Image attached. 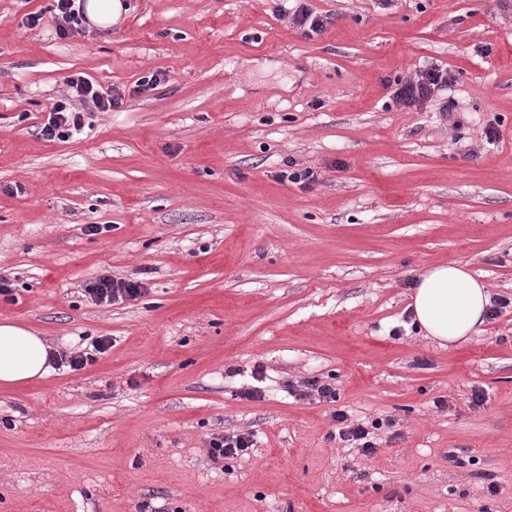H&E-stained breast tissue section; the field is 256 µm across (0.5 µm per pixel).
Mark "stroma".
<instances>
[{"instance_id":"35a3bbf8","label":"stroma","mask_w":512,"mask_h":512,"mask_svg":"<svg viewBox=\"0 0 512 512\" xmlns=\"http://www.w3.org/2000/svg\"><path fill=\"white\" fill-rule=\"evenodd\" d=\"M127 2L62 38L0 0V319L111 342L0 387V512H512V0H306L310 37L278 0ZM431 64L451 89L395 105ZM76 72L123 103L44 140ZM455 261L505 306L443 347L410 290ZM102 274L146 292L94 304ZM313 377L336 402L291 395ZM338 410L397 425L366 457ZM225 431L255 446L223 472ZM283 2H295L293 7H285L280 9L282 16L291 17L293 24L303 29L306 35L318 34L325 30L327 24L330 23L329 16H323L312 11L306 3L301 0H287ZM92 349L83 352H71L68 355L65 351H57L53 353V365L64 366L66 364L70 370L79 371L87 364L96 361L98 354H103L109 348L106 339H97L91 344ZM253 446L249 434H214L209 438L207 454L214 464L219 465L220 461L249 455Z\"/></svg>"}]
</instances>
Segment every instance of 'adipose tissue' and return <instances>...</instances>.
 Returning a JSON list of instances; mask_svg holds the SVG:
<instances>
[{
	"instance_id": "obj_1",
	"label": "adipose tissue",
	"mask_w": 512,
	"mask_h": 512,
	"mask_svg": "<svg viewBox=\"0 0 512 512\" xmlns=\"http://www.w3.org/2000/svg\"><path fill=\"white\" fill-rule=\"evenodd\" d=\"M490 305L486 285L460 262L429 266L416 279L412 321L426 337L450 346L467 340ZM50 348L37 332L14 320L0 321V386L18 387L49 375Z\"/></svg>"
}]
</instances>
